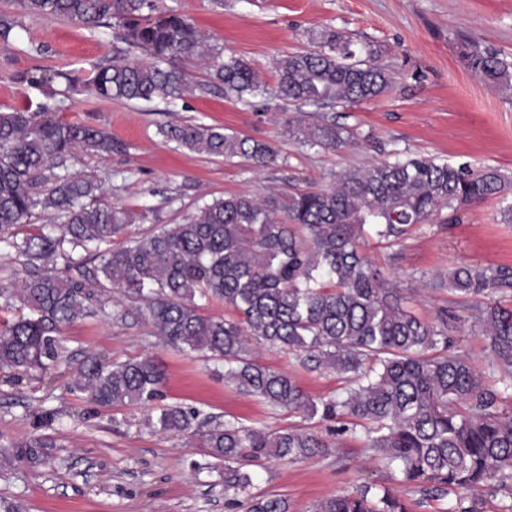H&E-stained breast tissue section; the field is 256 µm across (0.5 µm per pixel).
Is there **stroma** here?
<instances>
[{"instance_id":"obj_1","label":"stroma","mask_w":512,"mask_h":512,"mask_svg":"<svg viewBox=\"0 0 512 512\" xmlns=\"http://www.w3.org/2000/svg\"><path fill=\"white\" fill-rule=\"evenodd\" d=\"M191 16L222 53L248 60L268 86H275L277 57L312 48V37L332 28L376 52L392 76L382 96L347 107L297 110L276 99L250 107L223 91L166 103L98 100L69 95L60 104L66 121L105 127L122 151L107 158L80 155L70 170L94 176L102 202L130 212L136 231L176 224L195 206L230 195L263 196L292 188L321 189L337 174L389 158L433 156L451 164L493 166L512 178V83L488 85L464 66V45L474 42L512 58V0H161ZM9 48L0 47V107L22 108L41 99L19 80L36 68L64 69L87 79L95 65L125 50L112 27L90 31L63 18L18 14ZM327 118L352 137L342 149L312 147L291 137L288 119ZM217 126L275 142L280 156L267 168L235 157L193 153L165 139L172 122ZM364 251L385 276L417 289L415 308L426 320L456 308L452 350L490 371L488 339L471 329L469 310L445 291L430 288L436 275L459 266H512V214L500 198L468 207L460 223L424 225L400 243L365 234ZM104 313L64 331V358L55 373L14 381L0 370V443L35 432L34 414L51 412L43 432L56 446L47 462L31 469L18 463L0 473V495L23 503L27 512H228L224 471L201 473L191 461L200 449L185 435H160L147 425L150 406L103 408L71 392L68 382L84 357L122 362L157 357L166 371L163 404L194 407L222 421L280 429L295 415L238 391L224 379L223 363L167 345L149 325L121 320L131 305L117 293L100 296ZM258 360L290 374L310 396L339 393L343 379L311 371L297 355L265 343L253 346ZM253 491L287 500L290 512H309L316 501L362 485L389 487L411 512H443L447 501L423 498L392 483L389 471L360 439H346L326 455L296 463L270 461L252 467Z\"/></svg>"}]
</instances>
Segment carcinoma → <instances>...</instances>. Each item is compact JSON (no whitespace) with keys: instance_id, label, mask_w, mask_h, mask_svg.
<instances>
[{"instance_id":"1","label":"carcinoma","mask_w":512,"mask_h":512,"mask_svg":"<svg viewBox=\"0 0 512 512\" xmlns=\"http://www.w3.org/2000/svg\"><path fill=\"white\" fill-rule=\"evenodd\" d=\"M16 11L69 19L94 30L112 23L128 45L122 55L99 63L83 82L106 100L151 101L194 95L208 88L194 82L186 65L212 61L210 81L224 95L252 104L268 95L325 108L373 100L391 84L375 52L341 32L319 33L314 48L275 62L270 91L243 58L221 57L193 20L158 0H12ZM15 17L0 13V44L8 46ZM465 67L480 80L504 84L512 65L492 48L469 45ZM32 88L53 83L74 89L62 69L29 71ZM49 102L34 110L0 111V243L24 259L27 275L0 288L23 311L0 324V369L46 375L65 351L63 328L104 308L95 292L68 274L72 252L99 259L96 283L139 302L124 313L150 324L156 335L183 351L224 362V378L246 395L299 415L287 429L211 424L198 409L161 406L147 418L160 434H186L203 455L224 464L227 507L247 512H289L280 497L251 493L247 467L262 461L293 463L333 447L307 422L336 421L335 435L356 436L392 469V479L424 496L449 499L448 512H477L475 491L512 493V414L500 409L512 391V308L485 303L512 296V268L460 267L435 283L468 302L473 326L493 352L492 369L503 391L488 386L467 355L448 352L457 315L444 309L427 322L408 306L414 293L390 283L363 251L371 228L381 239L402 241L448 210H461L507 191L509 178L495 167L475 170L433 157L385 159L344 171L336 184L295 190L286 196L234 195L195 207L179 224L136 233L130 214L97 203L100 185L66 162L77 152L101 158L120 145L102 127L68 122ZM288 130L311 146L346 147V129L334 123ZM161 134L179 147L210 156L244 157L257 167L278 159L276 145L202 124H171ZM50 215L37 234L17 239L15 229L34 211ZM125 237L118 248L112 239ZM63 268H57L58 261ZM224 303L235 317L202 313L196 298ZM304 356L312 371L346 377L343 392L315 399L293 377L259 363L251 339ZM161 365L146 356L111 363L88 355L71 376L70 390L100 407L146 405L160 397ZM47 436L0 446V464L35 468L45 463ZM312 512H408L390 489L363 485L331 495Z\"/></svg>"}]
</instances>
